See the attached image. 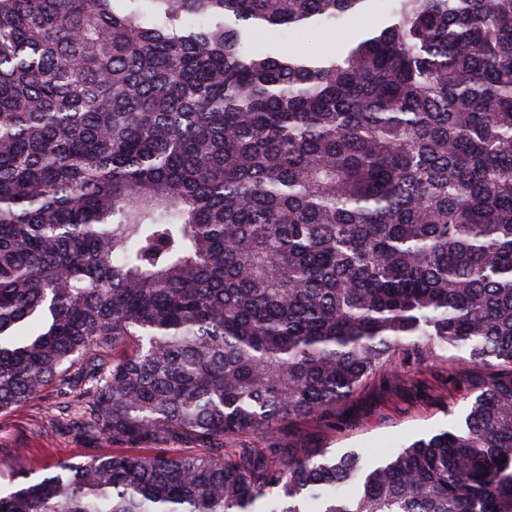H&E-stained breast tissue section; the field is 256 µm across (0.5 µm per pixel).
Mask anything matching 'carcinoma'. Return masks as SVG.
<instances>
[{
	"instance_id": "cac0c4a2",
	"label": "carcinoma",
	"mask_w": 512,
	"mask_h": 512,
	"mask_svg": "<svg viewBox=\"0 0 512 512\" xmlns=\"http://www.w3.org/2000/svg\"><path fill=\"white\" fill-rule=\"evenodd\" d=\"M369 2L0 0V413L121 444L0 512H512V0L254 47ZM407 343L494 372L458 427L250 446ZM366 19L346 17L338 25L296 27L292 30L265 32L267 43L281 48H297L312 55L336 51L343 42L359 37Z\"/></svg>"
}]
</instances>
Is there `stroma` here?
Returning a JSON list of instances; mask_svg holds the SVG:
<instances>
[{
    "label": "stroma",
    "mask_w": 512,
    "mask_h": 512,
    "mask_svg": "<svg viewBox=\"0 0 512 512\" xmlns=\"http://www.w3.org/2000/svg\"><path fill=\"white\" fill-rule=\"evenodd\" d=\"M364 27L363 19L348 17L336 25L271 31L267 41L322 55L359 37ZM488 377L486 370L467 363L463 351L439 349L428 361L411 357L400 372L377 376L337 406L334 415L285 423L279 434L295 448L336 455L356 450L379 460L413 439L458 425ZM69 398L68 390L54 384L34 401L0 413V457L37 479L55 462L80 463L111 453L109 445L66 432L57 410Z\"/></svg>",
    "instance_id": "35a3bbf8"
}]
</instances>
